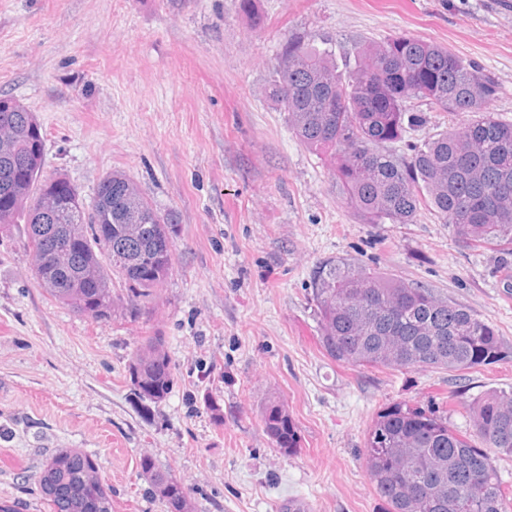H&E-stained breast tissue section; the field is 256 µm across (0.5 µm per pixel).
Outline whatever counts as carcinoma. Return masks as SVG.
Here are the masks:
<instances>
[{
	"mask_svg": "<svg viewBox=\"0 0 512 512\" xmlns=\"http://www.w3.org/2000/svg\"><path fill=\"white\" fill-rule=\"evenodd\" d=\"M361 61L344 77L331 55L298 37L282 45L273 95L288 126L305 147L336 157V184L347 203L371 224H410L427 206L449 224L465 247L493 245L512 255V124L489 111L498 87L476 63L437 44L406 34L358 47ZM427 102L433 112H461L464 122L421 144L408 134L424 126L426 113L409 107ZM36 121L20 102L0 95V228L26 223L35 283L57 302L93 319L112 308V279L133 301L164 286L174 252L161 242L175 235L170 214L159 212L123 173L101 179L91 205L59 216L38 212L37 196L71 182L44 175V157L30 150L26 128ZM403 144L410 158L395 153ZM112 213V236L98 239L95 213ZM68 240L70 276L92 266L97 283L84 292L45 285L55 265L53 249ZM312 301L320 344L335 362L407 370L448 369L463 376L512 360V346L470 310L432 289L365 265L327 260L312 277ZM139 396L158 401L173 384L162 338L153 337L129 366ZM264 431L290 454L300 447L298 428L279 402L262 413ZM481 444L456 430L448 412L395 402L370 425L365 450L370 477L384 512H512V490L499 478L497 460L512 458V388L491 390L470 407ZM142 475L167 512H192L181 482L144 456ZM52 512H86L98 498L112 512V496L98 477L93 455L66 448L43 466L38 479Z\"/></svg>",
	"mask_w": 512,
	"mask_h": 512,
	"instance_id": "cac0c4a2",
	"label": "carcinoma"
}]
</instances>
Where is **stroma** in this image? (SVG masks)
I'll return each mask as SVG.
<instances>
[{"instance_id": "1", "label": "stroma", "mask_w": 512, "mask_h": 512, "mask_svg": "<svg viewBox=\"0 0 512 512\" xmlns=\"http://www.w3.org/2000/svg\"><path fill=\"white\" fill-rule=\"evenodd\" d=\"M407 34L447 46L498 84L491 111L512 123V0H0V94L44 132L45 171L92 202L120 171L175 221L171 274L141 314L113 285L93 320L35 284L23 225L0 233V497L50 512L37 477L54 453L94 454L112 512H165L139 460L190 491L195 512H382L364 451L393 402L440 407L469 431L467 406L512 387V362L465 376L354 367L319 344L310 280L331 259L434 289L512 345L502 253L459 245L421 210L369 224L349 207L330 156L301 145L273 96L287 38L329 50ZM163 337L174 382L139 397L129 366ZM283 403L296 453L272 445L263 408Z\"/></svg>"}]
</instances>
